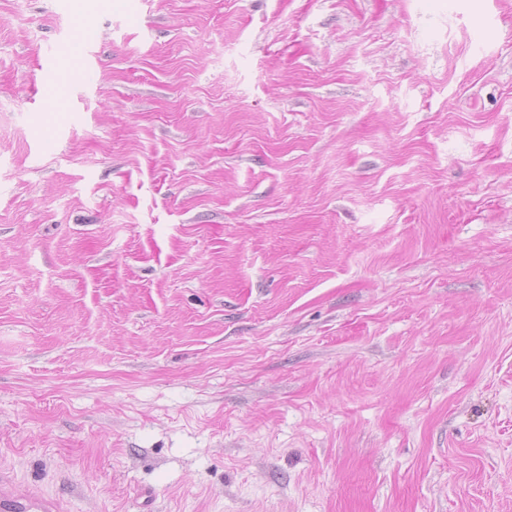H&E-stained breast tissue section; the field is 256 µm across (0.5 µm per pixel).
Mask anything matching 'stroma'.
Listing matches in <instances>:
<instances>
[{
	"mask_svg": "<svg viewBox=\"0 0 512 512\" xmlns=\"http://www.w3.org/2000/svg\"><path fill=\"white\" fill-rule=\"evenodd\" d=\"M0 475L512 512V0H0Z\"/></svg>",
	"mask_w": 512,
	"mask_h": 512,
	"instance_id": "stroma-1",
	"label": "stroma"
}]
</instances>
